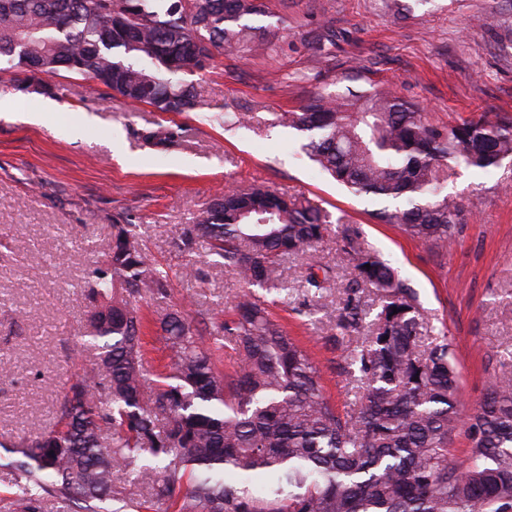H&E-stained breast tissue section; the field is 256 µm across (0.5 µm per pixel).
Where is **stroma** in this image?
<instances>
[{
  "label": "stroma",
  "instance_id": "stroma-1",
  "mask_svg": "<svg viewBox=\"0 0 512 512\" xmlns=\"http://www.w3.org/2000/svg\"><path fill=\"white\" fill-rule=\"evenodd\" d=\"M270 0L287 28L265 54H215L191 75L203 104L163 114L130 106L82 77L49 78V93H27L22 72L0 70V512L15 510L10 445L50 430L65 388L91 369L79 331L89 307L84 282L103 260L116 224L140 227L149 257L167 271L166 298L141 301L148 374L169 353L155 322L182 311L192 329L213 331L233 313L244 286L203 250L176 241L215 192L258 182L310 202L330 223L358 228L361 249L389 261L417 296L419 310L445 328L459 373L462 415L512 361V166L487 173L458 167L447 191L462 222L447 251L372 217L377 202L350 194L300 150L296 131L273 115L313 94L395 90L434 123L480 113L512 114V0ZM43 113L42 123L26 121ZM228 112L243 126L225 124ZM181 129L164 154L140 132ZM330 270L326 287L305 294L308 264ZM194 276H187V267ZM285 303L270 310L315 361L325 396L352 400L345 349L331 323L355 270L336 234L311 254L283 261Z\"/></svg>",
  "mask_w": 512,
  "mask_h": 512
}]
</instances>
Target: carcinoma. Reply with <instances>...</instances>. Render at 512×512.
<instances>
[{
  "instance_id": "cac0c4a2",
  "label": "carcinoma",
  "mask_w": 512,
  "mask_h": 512,
  "mask_svg": "<svg viewBox=\"0 0 512 512\" xmlns=\"http://www.w3.org/2000/svg\"><path fill=\"white\" fill-rule=\"evenodd\" d=\"M260 16L273 17L265 0H0V62L23 71L27 85L65 71L136 106L191 112L201 108L197 93L174 76L205 70L218 48L268 49L284 21L258 25ZM275 124L302 133L301 150L350 193L403 205L375 220L397 221L438 249L460 224L458 202L444 193L454 167L512 162V117L435 125L389 91L316 93ZM141 137L164 152L179 128ZM328 229L319 208L262 184L216 195L177 247L205 246L250 290L209 343L180 312L166 314L159 329L170 363L151 380L138 302L166 296L169 277L147 257L137 225H112L87 281L80 335L96 367L68 387L58 427L22 441L12 462L19 512H42L49 497L81 512L106 501L136 512L115 489L120 472L170 512H512V376L487 389L458 466L448 453L459 411L447 336L432 335L389 263L356 247V228L338 234L357 276L333 337L368 329L344 357L353 408L341 412L324 395L308 351L253 291L285 288L281 259L311 253ZM329 279L311 267L305 288ZM364 283L384 298L372 320ZM226 342L239 357L230 375L217 365Z\"/></svg>"
}]
</instances>
